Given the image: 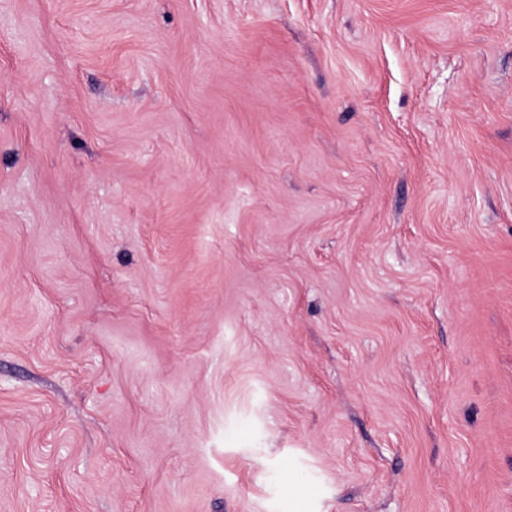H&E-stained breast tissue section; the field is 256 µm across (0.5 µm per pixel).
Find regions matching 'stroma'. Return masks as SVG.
<instances>
[{"label": "stroma", "mask_w": 512, "mask_h": 512, "mask_svg": "<svg viewBox=\"0 0 512 512\" xmlns=\"http://www.w3.org/2000/svg\"><path fill=\"white\" fill-rule=\"evenodd\" d=\"M0 512H512V0H0Z\"/></svg>", "instance_id": "stroma-1"}]
</instances>
